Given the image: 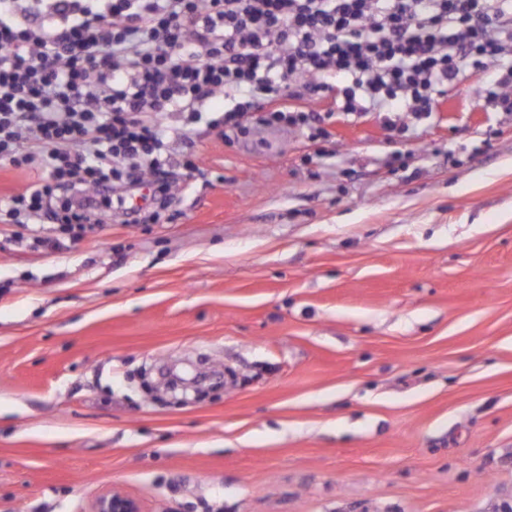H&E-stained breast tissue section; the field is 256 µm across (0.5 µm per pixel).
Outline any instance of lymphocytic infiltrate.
Returning <instances> with one entry per match:
<instances>
[{
    "instance_id": "obj_1",
    "label": "lymphocytic infiltrate",
    "mask_w": 512,
    "mask_h": 512,
    "mask_svg": "<svg viewBox=\"0 0 512 512\" xmlns=\"http://www.w3.org/2000/svg\"><path fill=\"white\" fill-rule=\"evenodd\" d=\"M469 67L512 112V0H0V159L41 173L0 216L53 196L63 223L87 222L169 165L172 112L219 98L225 129L306 127L274 100L342 76L337 111L419 118Z\"/></svg>"
}]
</instances>
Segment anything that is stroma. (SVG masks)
<instances>
[{"label": "stroma", "mask_w": 512, "mask_h": 512, "mask_svg": "<svg viewBox=\"0 0 512 512\" xmlns=\"http://www.w3.org/2000/svg\"><path fill=\"white\" fill-rule=\"evenodd\" d=\"M467 70L431 116L295 102L329 138L221 100L160 223L120 201L61 250L0 231V512H506L512 112ZM227 373L190 404L162 371ZM92 512H141L139 503L124 494L106 492L100 494L94 501Z\"/></svg>", "instance_id": "35a3bbf8"}]
</instances>
